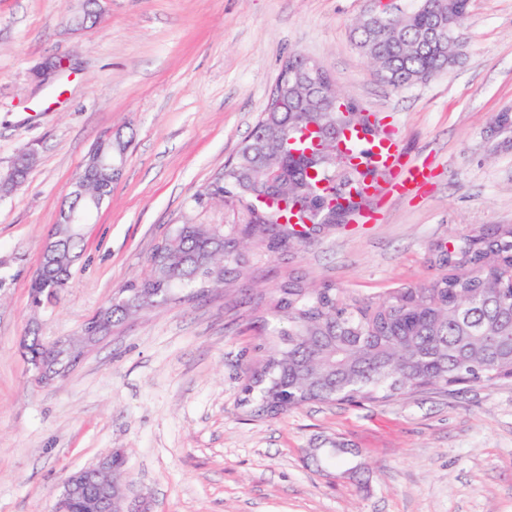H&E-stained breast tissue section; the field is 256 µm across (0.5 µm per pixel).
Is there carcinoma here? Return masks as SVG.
Instances as JSON below:
<instances>
[{
    "mask_svg": "<svg viewBox=\"0 0 512 512\" xmlns=\"http://www.w3.org/2000/svg\"><path fill=\"white\" fill-rule=\"evenodd\" d=\"M467 0H420L413 10L367 13L353 27L356 45L383 83L395 91L424 83L459 63ZM340 97L328 73L309 85L277 84L266 108L234 158L206 194L237 216L228 229L180 224L157 248L150 271L118 290L108 306L112 324L165 302L177 288L203 292L243 273L244 244L274 253L307 244L361 212L359 187L388 174L361 170L351 156L310 125L379 128L354 101ZM270 169L281 172L266 184ZM104 173L85 176L84 201L103 194ZM60 246L52 274L32 290L50 303L83 252L82 227L60 220ZM441 273L428 282L394 288L363 300L329 286L311 288L291 277L269 310L279 318L277 345L248 372L244 405L276 417L307 403L379 401L432 385L492 386L512 378V224L474 229L436 246Z\"/></svg>",
    "mask_w": 512,
    "mask_h": 512,
    "instance_id": "1",
    "label": "carcinoma"
}]
</instances>
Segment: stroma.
<instances>
[{"label": "stroma", "instance_id": "obj_1", "mask_svg": "<svg viewBox=\"0 0 512 512\" xmlns=\"http://www.w3.org/2000/svg\"><path fill=\"white\" fill-rule=\"evenodd\" d=\"M417 0H105L75 29V0H0V172L36 163L0 199V512H52L65 479L108 453L127 459L150 512H512V379L430 388L385 402L310 403L271 418L242 403L274 320L265 302L304 276L356 298L438 275L440 241L512 224V0H470L462 59L395 91L352 25ZM299 51L336 89L387 119L404 157L433 171L422 190L380 199L371 224H339L303 246L250 248L233 285L113 328L67 376L36 382L23 342L81 335L143 276L177 225L234 223L205 194L263 112L282 59ZM54 86L31 78L44 58ZM130 142L111 196L56 302L30 286L91 148ZM341 441L343 465L314 451Z\"/></svg>", "mask_w": 512, "mask_h": 512}]
</instances>
